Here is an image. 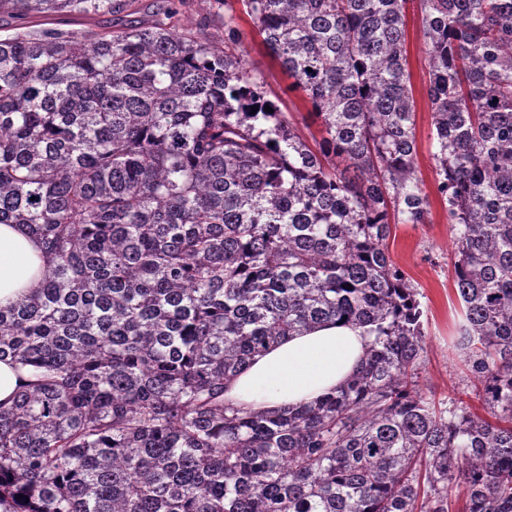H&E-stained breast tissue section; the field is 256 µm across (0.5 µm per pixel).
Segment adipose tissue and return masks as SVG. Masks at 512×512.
Segmentation results:
<instances>
[{"mask_svg":"<svg viewBox=\"0 0 512 512\" xmlns=\"http://www.w3.org/2000/svg\"><path fill=\"white\" fill-rule=\"evenodd\" d=\"M47 257L40 241L18 224H0V305L38 293ZM367 350L361 330L329 322L286 337L258 356L224 393L225 401L280 408L308 404L339 388Z\"/></svg>","mask_w":512,"mask_h":512,"instance_id":"adipose-tissue-1","label":"adipose tissue"}]
</instances>
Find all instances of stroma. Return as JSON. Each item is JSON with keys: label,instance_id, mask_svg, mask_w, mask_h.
<instances>
[{"label": "stroma", "instance_id": "35a3bbf8", "mask_svg": "<svg viewBox=\"0 0 512 512\" xmlns=\"http://www.w3.org/2000/svg\"><path fill=\"white\" fill-rule=\"evenodd\" d=\"M169 0H133L130 8L109 14L71 13L41 20L44 28L84 32L119 29L131 25H148L163 17ZM243 47L250 63L262 72L272 100L292 118L307 114L308 106L298 93L289 91L288 78L270 59L247 16H240ZM407 60L411 83L417 93L416 135L418 141V176L431 203L430 221L426 224H400L389 240L392 260L417 288L419 299L427 310L424 321L425 353L422 387L436 398L456 394L473 410H480V385L450 347L453 321L460 304L453 286V264L456 259L455 234L448 222V208L437 193L434 161L431 156V113L421 93L427 79V62L419 16L408 12L406 19Z\"/></svg>", "mask_w": 512, "mask_h": 512}]
</instances>
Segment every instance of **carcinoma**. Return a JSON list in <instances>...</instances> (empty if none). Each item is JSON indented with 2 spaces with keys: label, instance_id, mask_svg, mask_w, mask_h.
<instances>
[{
  "label": "carcinoma",
  "instance_id": "cac0c4a2",
  "mask_svg": "<svg viewBox=\"0 0 512 512\" xmlns=\"http://www.w3.org/2000/svg\"><path fill=\"white\" fill-rule=\"evenodd\" d=\"M321 125L267 98L224 35L167 20L0 34V224L49 255L0 306V512H512V0H236ZM421 19L454 346L487 416L419 384L425 311L392 260L426 224L406 11ZM122 0H0L22 17ZM272 111H265V107ZM256 113H251V110ZM370 341L332 396L224 401L281 339ZM29 374L9 361H0V403L4 408L13 404L15 394L28 382Z\"/></svg>",
  "mask_w": 512,
  "mask_h": 512
}]
</instances>
